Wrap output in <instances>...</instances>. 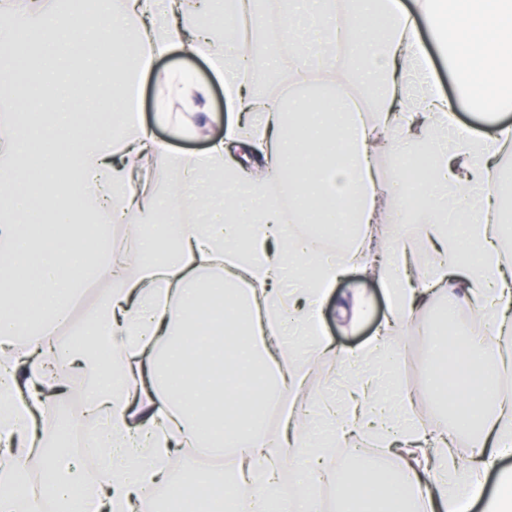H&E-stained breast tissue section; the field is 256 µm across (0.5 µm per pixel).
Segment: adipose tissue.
Masks as SVG:
<instances>
[{"label":"adipose tissue","mask_w":512,"mask_h":512,"mask_svg":"<svg viewBox=\"0 0 512 512\" xmlns=\"http://www.w3.org/2000/svg\"><path fill=\"white\" fill-rule=\"evenodd\" d=\"M277 0L257 11L235 0L219 26L202 25L193 0H105L80 21V53L65 52L53 67L43 60L64 41L58 0H23L0 12V85L8 86L14 124L0 133V512H36L24 477L40 456L49 486L67 503L82 469L62 462L61 444L29 439L36 413L56 405L42 389L58 364L74 368L83 389L72 426L88 433L101 455L97 484L84 512H140L158 489L179 512L172 465L182 449L229 452L231 468L214 481L236 490L234 512H273L285 451L294 461V512H317L315 491L328 475L334 446L364 439L391 459L390 470L363 466L342 475V493L367 483L391 484V512H465L482 497L484 480L512 454V392L494 389V412H480L478 431L459 451L446 421L426 431L411 420L413 402L399 388L382 394L361 366L369 358L394 365L388 340L405 333L427 296L465 286L464 302L481 328L468 348L494 352L512 331V272L503 263L499 203L502 159L512 150V0ZM251 26L239 35L235 20ZM342 57L327 49L342 34ZM431 36L467 104L495 123L489 134L458 126L451 148L439 133L454 106L439 93L423 43ZM205 58L224 83L231 116L221 136L199 153L174 151L156 139L137 109L117 123L77 128L85 94L69 77L74 63L116 58L98 80L111 93L137 89L153 75L161 121L195 137L209 116L210 88L178 70L155 72L172 51ZM288 72L287 97L258 87ZM355 86L354 106L329 102L323 91ZM182 111H169L171 100ZM64 139L66 149L45 168L36 142ZM338 143L337 151L326 148ZM418 156L431 163L423 201L414 213L420 242L456 246L429 272H419L408 247L377 241L380 224L408 203L402 176H377L378 154ZM356 203L353 234L320 240L307 227L311 207L341 211ZM193 223L176 224L181 210ZM124 225L133 250L116 253L107 234L82 248L50 223ZM224 273L215 295L209 273ZM378 279L389 314L357 350L335 352L321 325L334 286L352 270ZM111 286L77 333L90 338L106 326L112 363L86 353L71 357L58 334L86 284ZM296 280L288 288V280ZM227 307L230 360L247 366L262 390L241 401L234 385H217L212 365L191 356L188 339L203 308ZM337 353L351 373L349 403L306 406L299 397L312 363ZM287 402L277 437L262 411ZM106 415L105 428L97 418Z\"/></svg>","instance_id":"obj_1"}]
</instances>
